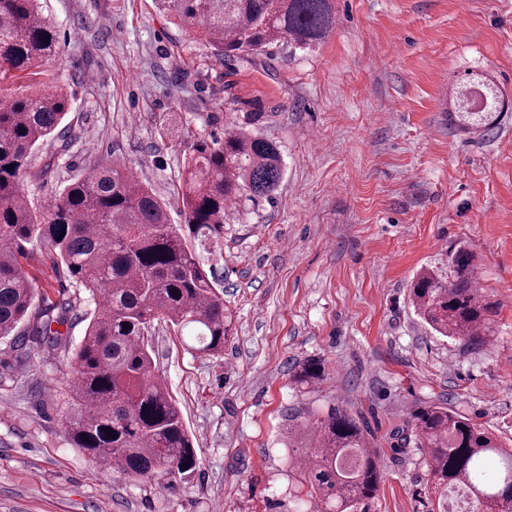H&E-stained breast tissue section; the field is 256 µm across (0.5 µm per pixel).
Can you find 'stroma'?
Wrapping results in <instances>:
<instances>
[{
    "label": "stroma",
    "instance_id": "35a3bbf8",
    "mask_svg": "<svg viewBox=\"0 0 512 512\" xmlns=\"http://www.w3.org/2000/svg\"><path fill=\"white\" fill-rule=\"evenodd\" d=\"M334 3L322 42L227 64L154 0H41L60 51L26 82L64 86L70 110L31 154L32 202L117 162L183 223L184 157L229 127L275 141L284 176L224 213L210 262L237 333L223 355L155 329L154 360L195 437V477L163 488L93 466L57 410L67 351L22 367L0 339V512H311L294 465L308 437L286 429L336 404L377 439L384 480L369 512H426L418 449L391 445L414 404L446 403L512 439V0ZM479 80L505 103L483 135L450 119L455 92ZM461 246L496 306L479 348L434 333L410 300L415 275L447 276ZM28 253L39 304L75 294L92 308L65 269ZM308 358L328 372L311 392L292 381Z\"/></svg>",
    "mask_w": 512,
    "mask_h": 512
}]
</instances>
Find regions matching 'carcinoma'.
Wrapping results in <instances>:
<instances>
[{
  "mask_svg": "<svg viewBox=\"0 0 512 512\" xmlns=\"http://www.w3.org/2000/svg\"><path fill=\"white\" fill-rule=\"evenodd\" d=\"M224 61L272 46H311L335 27L333 0H157ZM59 52L56 30L37 0H0V87L41 68ZM503 99L488 83L458 93L452 121L488 132ZM61 87L16 89L0 100V339L13 337L31 364L67 339L77 303L35 304V282L20 259L36 244L88 292L84 334L60 382L67 401L64 432L91 462L156 484L192 478L199 468L192 436L153 359L152 329L166 322L190 331L193 349L219 356L235 335L231 308L201 252L221 249L224 211L243 194L268 196L283 178L275 143L242 129L190 146L178 191L184 223L125 165H98L50 201L36 205L21 189L33 148L56 134L69 113ZM448 280L421 271L411 283L417 315L435 333L471 345L487 341L492 302L479 290L474 255L448 256ZM66 330L61 331L59 327ZM327 376L320 359L297 365L293 383L313 389ZM311 436L295 465L318 502L315 512H360L380 489L383 467L373 434L342 407L300 417ZM416 448L426 468L430 512H449L460 493L467 512H512V450L462 413L431 402L415 405L392 435Z\"/></svg>",
  "mask_w": 512,
  "mask_h": 512,
  "instance_id": "1",
  "label": "carcinoma"
}]
</instances>
